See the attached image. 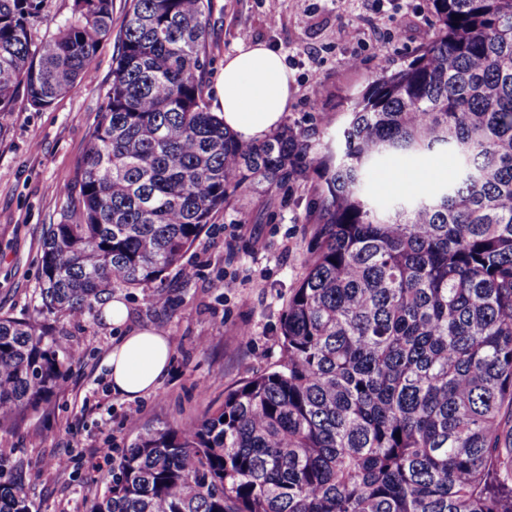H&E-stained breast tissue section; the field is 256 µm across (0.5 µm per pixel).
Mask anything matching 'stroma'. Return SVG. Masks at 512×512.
<instances>
[{"instance_id": "1", "label": "stroma", "mask_w": 512, "mask_h": 512, "mask_svg": "<svg viewBox=\"0 0 512 512\" xmlns=\"http://www.w3.org/2000/svg\"><path fill=\"white\" fill-rule=\"evenodd\" d=\"M127 9V0H112L111 34L97 50L88 85L46 109L17 96L0 115L1 313L19 317L35 304L43 232L61 220V189L76 175L112 86ZM352 27L359 38L349 37ZM244 30L277 50L292 74L285 125L333 138L347 99L381 70L411 60L434 38L437 22L432 0H213L205 75L212 111L221 108L224 57ZM312 71L314 83L307 79ZM315 185L311 179L289 191L246 193L214 216L161 286L113 288L131 313L129 324H105L95 312L60 321L69 346L80 351L63 390L47 412L0 431V451L24 463L32 512H84L111 467L96 451L131 443L129 415L155 428L195 422L223 404L225 391L278 366L281 318L321 220ZM190 264L197 275L187 279L182 269ZM160 292L162 304L154 301ZM132 325L168 336L171 359L155 391L127 400L112 393L104 362ZM244 329L249 339L241 338ZM60 457L69 467H44Z\"/></svg>"}]
</instances>
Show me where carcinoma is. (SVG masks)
Wrapping results in <instances>:
<instances>
[{"label":"carcinoma","instance_id":"obj_1","mask_svg":"<svg viewBox=\"0 0 512 512\" xmlns=\"http://www.w3.org/2000/svg\"><path fill=\"white\" fill-rule=\"evenodd\" d=\"M0 0V114L90 81L112 0ZM435 39L350 100L341 146L237 140L205 92L212 0H130L112 89L33 312L0 314V429L67 378L56 324L162 280L230 199L318 178L324 223L280 326L279 369L187 427L133 440L85 512H512V0H433ZM446 153L453 185L377 204L371 175ZM227 421H222V418ZM0 512H32L20 479ZM71 4L72 0L45 1L44 14L46 22L33 32V40L36 43L50 38L55 33L57 26L70 16Z\"/></svg>","mask_w":512,"mask_h":512}]
</instances>
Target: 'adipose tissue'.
Instances as JSON below:
<instances>
[{
    "label": "adipose tissue",
    "mask_w": 512,
    "mask_h": 512,
    "mask_svg": "<svg viewBox=\"0 0 512 512\" xmlns=\"http://www.w3.org/2000/svg\"><path fill=\"white\" fill-rule=\"evenodd\" d=\"M289 96L288 67L265 43L244 42L225 56L218 115L242 140H259L279 128ZM170 358L167 337L154 330L123 336L106 360L113 393L132 400L154 391L167 374Z\"/></svg>",
    "instance_id": "adipose-tissue-1"
}]
</instances>
